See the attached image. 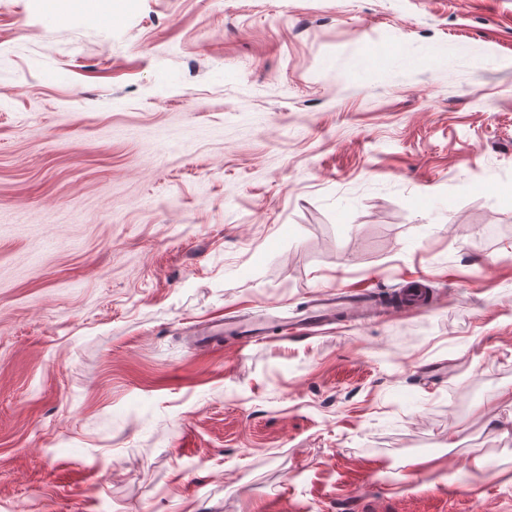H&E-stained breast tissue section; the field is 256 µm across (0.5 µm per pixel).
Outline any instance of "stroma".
<instances>
[{
  "mask_svg": "<svg viewBox=\"0 0 512 512\" xmlns=\"http://www.w3.org/2000/svg\"><path fill=\"white\" fill-rule=\"evenodd\" d=\"M507 388L512 0H0V512H503ZM327 296L326 298L319 299V302L315 305L316 308L312 310L309 316L313 325L300 329L307 331L313 327L333 324L339 318L356 320L361 317L362 314L355 295L349 294L342 289H336V293L333 290ZM266 318L258 315L250 318L232 319L224 324V329L233 333L242 347H247L265 338Z\"/></svg>",
  "mask_w": 512,
  "mask_h": 512,
  "instance_id": "obj_1",
  "label": "stroma"
}]
</instances>
